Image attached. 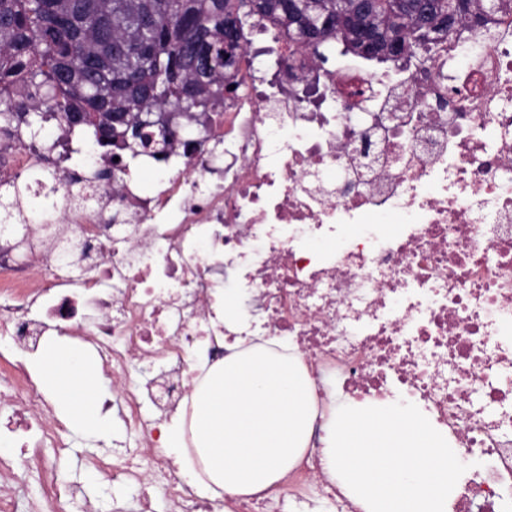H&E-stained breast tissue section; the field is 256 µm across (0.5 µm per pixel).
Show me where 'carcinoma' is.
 I'll list each match as a JSON object with an SVG mask.
<instances>
[{
  "label": "carcinoma",
  "instance_id": "carcinoma-1",
  "mask_svg": "<svg viewBox=\"0 0 512 512\" xmlns=\"http://www.w3.org/2000/svg\"><path fill=\"white\" fill-rule=\"evenodd\" d=\"M372 0L338 21L341 0H0V132L30 128V116L61 128L84 121L100 150L120 156L145 151L142 122L154 141L168 143V116H195L221 103L216 84L229 91L234 68L224 66V22L239 27L229 45L239 58L244 26L271 20L294 43V10L307 22L320 15L328 27L307 46L399 72L433 59L469 22L482 28L512 10V0ZM376 50L359 54L357 42Z\"/></svg>",
  "mask_w": 512,
  "mask_h": 512
}]
</instances>
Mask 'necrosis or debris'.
Here are the masks:
<instances>
[{"label":"necrosis or debris","mask_w":512,"mask_h":512,"mask_svg":"<svg viewBox=\"0 0 512 512\" xmlns=\"http://www.w3.org/2000/svg\"><path fill=\"white\" fill-rule=\"evenodd\" d=\"M243 42L236 94L140 155L150 185L100 179L92 148L61 166L73 141L54 130L45 149L22 128L0 137V183L24 181L64 229L38 280L0 263V334L27 354L64 326L90 337L127 434L152 450L101 464L105 479L128 489L158 471L166 500L200 512L143 413L182 404L192 363L223 361L233 289L237 335L292 337L312 381L288 512H353L321 466L335 395L414 403L467 465L451 512H512V15L398 82L330 65L265 19ZM262 53L279 70L260 73ZM13 389L26 418L8 437L58 444L31 378Z\"/></svg>","instance_id":"necrosis-or-debris-1"}]
</instances>
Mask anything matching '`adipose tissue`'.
I'll list each match as a JSON object with an SVG mask.
<instances>
[{"label":"adipose tissue","mask_w":512,"mask_h":512,"mask_svg":"<svg viewBox=\"0 0 512 512\" xmlns=\"http://www.w3.org/2000/svg\"><path fill=\"white\" fill-rule=\"evenodd\" d=\"M222 368L194 387L191 416L174 417L164 448L183 458L193 445L203 472L184 466L195 493L211 497L216 489L250 498L277 487L309 444L312 384L302 359L288 340L277 348L243 345L233 339ZM30 372L42 377L59 402V412L84 432L112 430V417L100 405L102 391L85 351L48 343L29 359Z\"/></svg>","instance_id":"ef3b65f1"}]
</instances>
